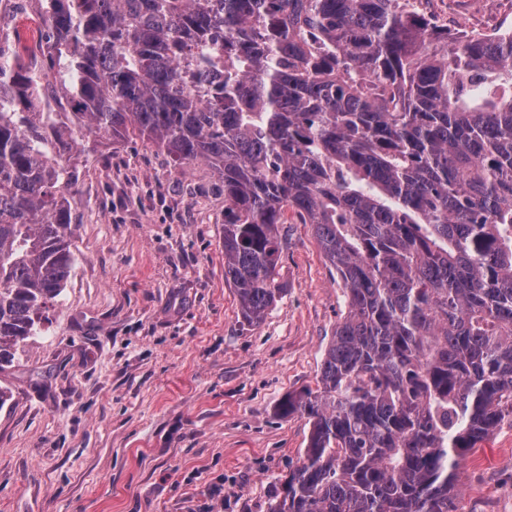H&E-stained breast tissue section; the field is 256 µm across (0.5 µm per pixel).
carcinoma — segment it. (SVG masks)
Wrapping results in <instances>:
<instances>
[{
  "label": "carcinoma",
  "instance_id": "cac0c4a2",
  "mask_svg": "<svg viewBox=\"0 0 512 512\" xmlns=\"http://www.w3.org/2000/svg\"><path fill=\"white\" fill-rule=\"evenodd\" d=\"M67 108L0 47V366L72 270L71 160L147 138L224 181L242 319L281 293L290 211L347 312L266 512H457L458 458L512 421V35L409 0H49Z\"/></svg>",
  "mask_w": 512,
  "mask_h": 512
}]
</instances>
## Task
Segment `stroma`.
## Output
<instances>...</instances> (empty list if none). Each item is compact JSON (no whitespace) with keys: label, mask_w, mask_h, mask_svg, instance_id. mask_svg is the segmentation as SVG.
I'll list each match as a JSON object with an SVG mask.
<instances>
[{"label":"stroma","mask_w":512,"mask_h":512,"mask_svg":"<svg viewBox=\"0 0 512 512\" xmlns=\"http://www.w3.org/2000/svg\"><path fill=\"white\" fill-rule=\"evenodd\" d=\"M450 32L512 28V0H426ZM75 263L39 336L0 366V512H265L347 311L288 219L282 293L248 324L224 279V185L151 141L103 142L68 195ZM457 512H512V424L460 458Z\"/></svg>","instance_id":"1"}]
</instances>
